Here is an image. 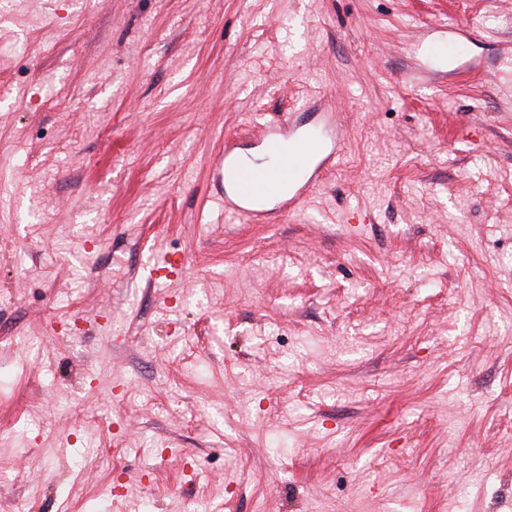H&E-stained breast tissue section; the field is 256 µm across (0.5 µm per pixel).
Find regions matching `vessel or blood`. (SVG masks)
Wrapping results in <instances>:
<instances>
[{"instance_id":"1","label":"vessel or blood","mask_w":512,"mask_h":512,"mask_svg":"<svg viewBox=\"0 0 512 512\" xmlns=\"http://www.w3.org/2000/svg\"><path fill=\"white\" fill-rule=\"evenodd\" d=\"M344 144L335 113L316 112L311 128L302 120L267 125L259 141L267 157L259 164L242 160L224 148L214 164L216 199L226 214L260 223L268 198L296 208L321 181Z\"/></svg>"}]
</instances>
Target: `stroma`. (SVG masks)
I'll list each match as a JSON object with an SVG mask.
<instances>
[{
    "label": "stroma",
    "mask_w": 512,
    "mask_h": 512,
    "mask_svg": "<svg viewBox=\"0 0 512 512\" xmlns=\"http://www.w3.org/2000/svg\"><path fill=\"white\" fill-rule=\"evenodd\" d=\"M508 73L512 0H0V512H512ZM311 99L336 165L225 217ZM316 111L307 130L301 131L306 124L299 119L265 127L258 142L268 159L265 164L243 161L233 148L224 146L213 177L219 190L215 199L225 214L261 224L268 198H285L288 212L306 199L344 144L336 113Z\"/></svg>",
    "instance_id": "1"
}]
</instances>
